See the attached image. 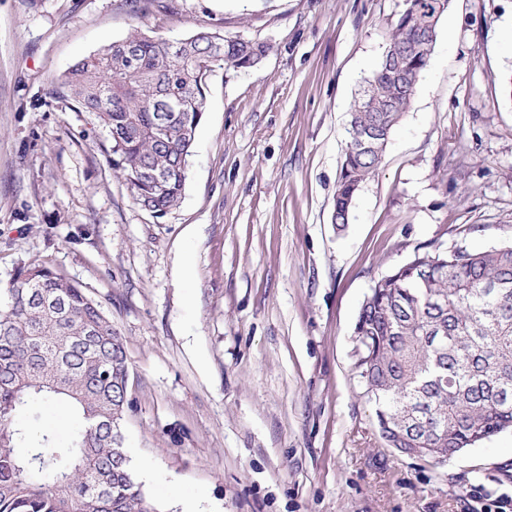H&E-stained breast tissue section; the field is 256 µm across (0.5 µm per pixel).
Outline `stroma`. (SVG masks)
I'll return each instance as SVG.
<instances>
[{
	"label": "stroma",
	"instance_id": "stroma-1",
	"mask_svg": "<svg viewBox=\"0 0 512 512\" xmlns=\"http://www.w3.org/2000/svg\"><path fill=\"white\" fill-rule=\"evenodd\" d=\"M404 0H0V288L42 262L123 339V433L160 512H464L512 496V431L441 463L381 439L353 372L374 281L414 251L512 243V0H450L344 230L348 116ZM268 44L214 67L182 199L158 217L59 79L131 33ZM468 512H511L512 496L492 494L484 491V487L474 485L467 499Z\"/></svg>",
	"mask_w": 512,
	"mask_h": 512
}]
</instances>
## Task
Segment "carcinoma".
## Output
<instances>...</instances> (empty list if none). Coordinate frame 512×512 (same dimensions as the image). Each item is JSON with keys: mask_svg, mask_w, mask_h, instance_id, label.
Returning <instances> with one entry per match:
<instances>
[{"mask_svg": "<svg viewBox=\"0 0 512 512\" xmlns=\"http://www.w3.org/2000/svg\"><path fill=\"white\" fill-rule=\"evenodd\" d=\"M440 0H405L387 50L350 112L333 211L341 230L402 122L426 68ZM269 46L212 30L181 40L138 33L69 68L66 87L97 113L136 200L180 202L208 71L257 67ZM179 107L160 125L155 114ZM0 309V512H160L124 449L129 367L121 337L84 289L42 263L17 272ZM354 369L386 444L441 448L440 460L512 429V245L415 252L374 282L354 328ZM53 402L77 422L67 445L32 437L21 416Z\"/></svg>", "mask_w": 512, "mask_h": 512, "instance_id": "cac0c4a2", "label": "carcinoma"}]
</instances>
